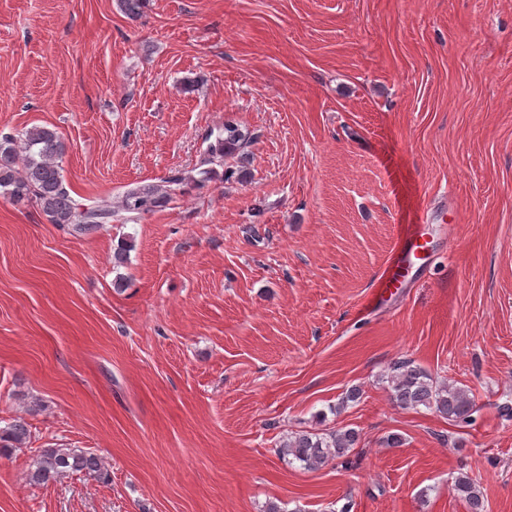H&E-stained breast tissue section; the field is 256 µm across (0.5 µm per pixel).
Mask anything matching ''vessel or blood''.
<instances>
[{"label": "vessel or blood", "instance_id": "obj_1", "mask_svg": "<svg viewBox=\"0 0 512 512\" xmlns=\"http://www.w3.org/2000/svg\"><path fill=\"white\" fill-rule=\"evenodd\" d=\"M434 218V211H425L419 223L408 227L400 248L382 273L376 291L377 298L386 299L398 294L401 288L407 287L409 270L414 258L422 252H433L434 240L430 226Z\"/></svg>", "mask_w": 512, "mask_h": 512}]
</instances>
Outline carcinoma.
<instances>
[{"label": "carcinoma", "mask_w": 512, "mask_h": 512, "mask_svg": "<svg viewBox=\"0 0 512 512\" xmlns=\"http://www.w3.org/2000/svg\"><path fill=\"white\" fill-rule=\"evenodd\" d=\"M255 139L253 133L227 120L215 139L209 142L197 174L172 170L161 183H137L127 189L117 209L102 201L93 205L78 203L64 183L60 161L64 143L53 128L35 126L17 134H0V195L15 205L34 203L49 221L70 235L85 236L117 217L135 222L176 202L185 188L201 186L215 178L245 182L248 169L236 166L218 172L224 161L241 158ZM391 399L400 408L424 407L448 420L472 424L476 412L474 399L467 390L450 384H438L422 368L409 360L394 365L389 377ZM30 437L27 425L14 421L0 427V458H7ZM359 442L353 428H338L326 433L302 431L289 437L278 448L279 455L290 457L307 470H319L329 462L346 457ZM70 472H83L104 479L107 473L97 455L77 448H44L29 466L28 481L48 485ZM448 490L466 505L467 512H485L480 485L467 471L450 476Z\"/></svg>", "instance_id": "obj_1"}]
</instances>
